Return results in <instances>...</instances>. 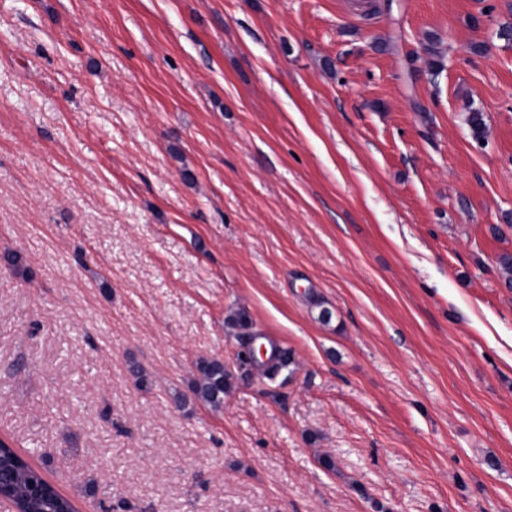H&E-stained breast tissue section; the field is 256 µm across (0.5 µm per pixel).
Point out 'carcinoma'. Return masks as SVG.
Instances as JSON below:
<instances>
[{"mask_svg":"<svg viewBox=\"0 0 512 512\" xmlns=\"http://www.w3.org/2000/svg\"><path fill=\"white\" fill-rule=\"evenodd\" d=\"M290 358L286 352L277 347L271 348L268 366L264 372L267 380H272L283 371L289 369ZM196 376L189 385L190 395L179 394L176 401L185 406L189 401H197L213 408L224 404V397L233 389V376L219 359L201 358L195 364ZM36 484L41 490L48 492L56 502L59 512H69L71 502L57 490L51 488L49 482L31 465L15 457L11 448L0 447V484L13 487L9 500L19 512H47L49 506L41 499L30 496L29 485Z\"/></svg>","mask_w":512,"mask_h":512,"instance_id":"1","label":"carcinoma"}]
</instances>
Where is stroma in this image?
I'll return each mask as SVG.
<instances>
[{
	"label": "stroma",
	"instance_id": "35a3bbf8",
	"mask_svg": "<svg viewBox=\"0 0 512 512\" xmlns=\"http://www.w3.org/2000/svg\"><path fill=\"white\" fill-rule=\"evenodd\" d=\"M509 26L0 0V437L79 512H512ZM203 357L235 388L179 406Z\"/></svg>",
	"mask_w": 512,
	"mask_h": 512
}]
</instances>
